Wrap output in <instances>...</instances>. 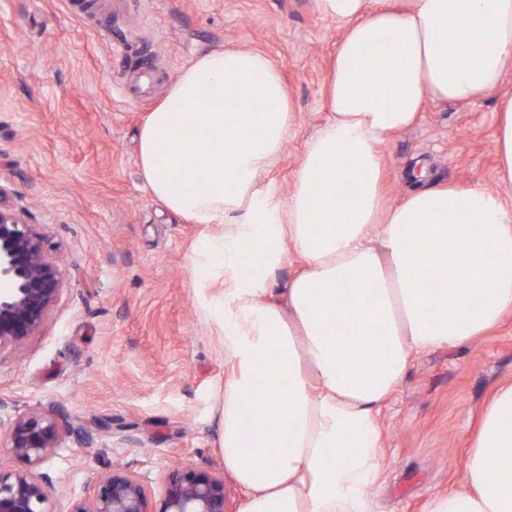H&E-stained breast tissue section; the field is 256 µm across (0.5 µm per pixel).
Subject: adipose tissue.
I'll return each mask as SVG.
<instances>
[{
    "label": "adipose tissue",
    "mask_w": 512,
    "mask_h": 512,
    "mask_svg": "<svg viewBox=\"0 0 512 512\" xmlns=\"http://www.w3.org/2000/svg\"><path fill=\"white\" fill-rule=\"evenodd\" d=\"M315 5L345 30L328 76L330 118L288 197L263 175L295 112L261 52L199 56L139 134L150 195L211 228L189 263L230 367L219 414L240 512H375L378 415L412 354L469 342L512 313V208L479 184L430 182L387 205L380 162L425 100L494 94L498 177L512 185V94L499 91L512 64V0ZM251 99L263 110L225 119V103ZM293 255L303 270L272 287ZM353 322L375 346L348 356L341 340ZM426 512H512V384L481 415L462 489L432 496Z\"/></svg>",
    "instance_id": "1"
}]
</instances>
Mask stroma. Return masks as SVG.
Listing matches in <instances>:
<instances>
[{
  "label": "stroma",
  "instance_id": "stroma-1",
  "mask_svg": "<svg viewBox=\"0 0 512 512\" xmlns=\"http://www.w3.org/2000/svg\"><path fill=\"white\" fill-rule=\"evenodd\" d=\"M343 31L314 0H0V185L63 274L39 330L0 348V402L6 414L40 412L68 429L40 467L52 480L50 512H68L116 465L155 503L178 464L223 474L216 407L227 368L188 260L207 227L170 215L143 188L139 131L200 55L266 53L296 112L267 175L287 195L327 120L325 81ZM496 105L493 95L426 100L383 149L388 201L424 171L481 184L512 207V185L496 171ZM508 384L512 314L463 345L414 354L380 412V512H425L432 495L462 488L469 436Z\"/></svg>",
  "mask_w": 512,
  "mask_h": 512
}]
</instances>
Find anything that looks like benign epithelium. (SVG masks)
Segmentation results:
<instances>
[{
	"mask_svg": "<svg viewBox=\"0 0 512 512\" xmlns=\"http://www.w3.org/2000/svg\"><path fill=\"white\" fill-rule=\"evenodd\" d=\"M0 185V347L18 348L41 327L62 288L58 265L21 214L7 204ZM65 434L38 412L17 416L5 430L8 447L24 467L0 471V512H50L48 476L40 466ZM69 512H228L224 479L185 464L166 479L159 509H151L144 486L124 466L101 473L89 496L71 502Z\"/></svg>",
	"mask_w": 512,
	"mask_h": 512,
	"instance_id": "1",
	"label": "benign epithelium"
}]
</instances>
